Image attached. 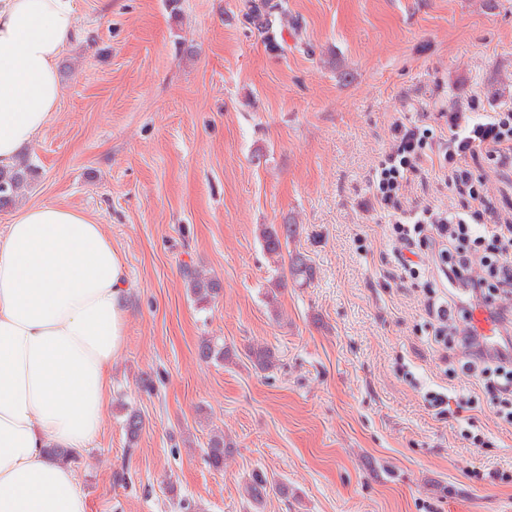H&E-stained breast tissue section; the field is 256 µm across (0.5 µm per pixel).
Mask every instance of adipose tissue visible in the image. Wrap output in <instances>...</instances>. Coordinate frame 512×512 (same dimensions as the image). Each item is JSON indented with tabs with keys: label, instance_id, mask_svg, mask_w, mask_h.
Here are the masks:
<instances>
[{
	"label": "adipose tissue",
	"instance_id": "1",
	"mask_svg": "<svg viewBox=\"0 0 512 512\" xmlns=\"http://www.w3.org/2000/svg\"><path fill=\"white\" fill-rule=\"evenodd\" d=\"M73 0H0V168L48 126ZM126 267L101 225L52 204L0 226V512H89L54 448L101 430L125 341Z\"/></svg>",
	"mask_w": 512,
	"mask_h": 512
}]
</instances>
